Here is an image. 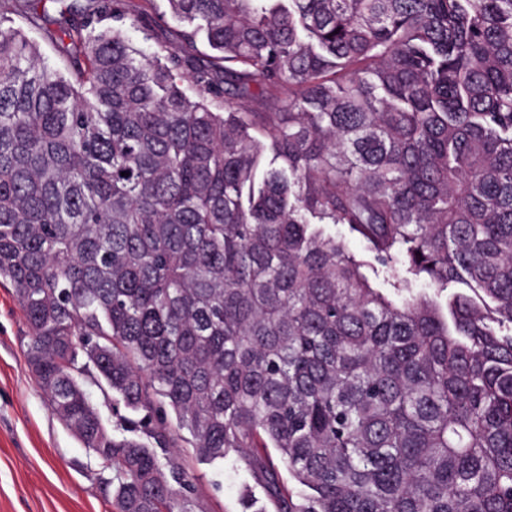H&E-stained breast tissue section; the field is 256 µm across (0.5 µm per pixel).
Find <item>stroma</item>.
I'll return each mask as SVG.
<instances>
[{"instance_id": "stroma-1", "label": "stroma", "mask_w": 512, "mask_h": 512, "mask_svg": "<svg viewBox=\"0 0 512 512\" xmlns=\"http://www.w3.org/2000/svg\"><path fill=\"white\" fill-rule=\"evenodd\" d=\"M145 17L128 16L126 39L146 54L168 47L179 22L164 0H148ZM325 235L344 242L364 262L371 285L389 291L382 267L365 241L341 224L324 225ZM28 328L9 283L0 284V512H113V474L104 469L55 416L27 364ZM181 433L170 456L196 477L195 512H276L259 510L265 494L244 464L200 463Z\"/></svg>"}]
</instances>
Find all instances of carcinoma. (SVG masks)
Segmentation results:
<instances>
[{"instance_id":"obj_1","label":"carcinoma","mask_w":512,"mask_h":512,"mask_svg":"<svg viewBox=\"0 0 512 512\" xmlns=\"http://www.w3.org/2000/svg\"><path fill=\"white\" fill-rule=\"evenodd\" d=\"M166 3L147 56L131 0H0V282L115 512H193L170 415L277 512H512V0ZM147 13L145 19L137 15H128L121 25L126 39L147 55H153L168 47L174 40L181 24L171 15L165 2L143 3ZM148 26V39H145L143 27ZM324 234L336 237V240L344 242L347 250L358 260L365 263L364 273L368 277L371 285L384 293H392V288L385 280L383 268L374 260L373 254L368 250L365 241L359 237L349 234L347 228L342 224H326L321 226Z\"/></svg>"}]
</instances>
